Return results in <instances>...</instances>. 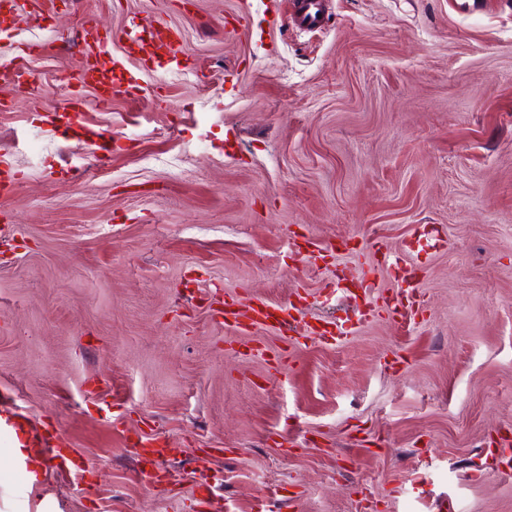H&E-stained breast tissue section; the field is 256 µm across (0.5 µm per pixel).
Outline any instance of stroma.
Returning <instances> with one entry per match:
<instances>
[{
  "mask_svg": "<svg viewBox=\"0 0 512 512\" xmlns=\"http://www.w3.org/2000/svg\"><path fill=\"white\" fill-rule=\"evenodd\" d=\"M244 12L251 35L221 25ZM294 0H70L18 16L17 44L43 48L39 78L0 79V156L17 174L0 210V392L61 426L94 470L80 480L16 469L0 435V512L44 481L64 512H204L188 478L207 471L228 512H512V476L484 453L512 437V0H331L322 29L292 23ZM184 33L181 66L143 75L154 94L85 119L119 140L93 169L45 112L78 47L56 32L132 17ZM340 240L348 273L384 243L422 272L421 312L348 322L343 342L235 335L213 301L244 289L308 320L345 316L331 268L289 245ZM192 304L178 305L183 285ZM286 354L279 367L251 356ZM179 444L172 485L148 490L118 436ZM426 479L408 480L418 461Z\"/></svg>",
  "mask_w": 512,
  "mask_h": 512,
  "instance_id": "obj_1",
  "label": "stroma"
}]
</instances>
